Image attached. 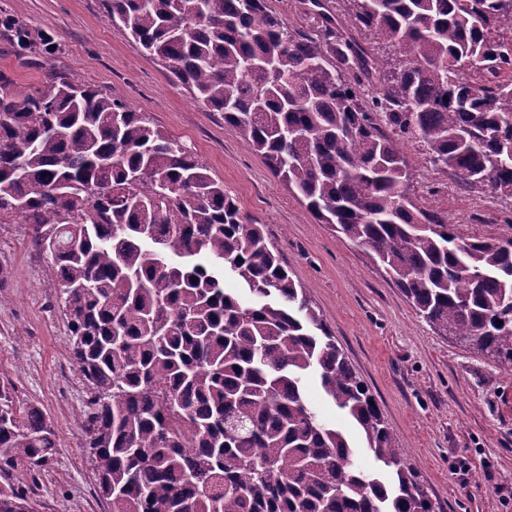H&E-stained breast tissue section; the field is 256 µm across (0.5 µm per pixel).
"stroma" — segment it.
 Returning a JSON list of instances; mask_svg holds the SVG:
<instances>
[{"label": "stroma", "instance_id": "obj_1", "mask_svg": "<svg viewBox=\"0 0 512 512\" xmlns=\"http://www.w3.org/2000/svg\"><path fill=\"white\" fill-rule=\"evenodd\" d=\"M32 40L50 37L55 52L19 50L0 29V72L32 86L52 69L78 77L144 113L190 147L211 177L223 182L244 216L264 224L292 276L376 397L402 456L418 469L435 512H512V371L494 358L437 334L361 248L318 222L274 176L221 113L209 111L167 70L112 25L100 0H0ZM402 151L419 202L447 211L461 237L499 234L512 199L457 193L421 147ZM0 381L52 421L58 451L49 469L22 474L39 512H111L99 497L76 416L88 388L71 354L67 316L50 259L27 224H0ZM308 402L346 429L356 459L373 467L354 426L327 401L316 381ZM468 474H459L462 464Z\"/></svg>", "mask_w": 512, "mask_h": 512}]
</instances>
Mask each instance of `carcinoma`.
Wrapping results in <instances>:
<instances>
[{"mask_svg": "<svg viewBox=\"0 0 512 512\" xmlns=\"http://www.w3.org/2000/svg\"><path fill=\"white\" fill-rule=\"evenodd\" d=\"M304 2L307 31L267 0H100L438 334L512 371V214L495 236L460 237L412 197L401 150L420 144L463 193L512 198V36L497 28L512 0H351L344 19ZM0 224L55 242L91 389L77 423L112 512H433L264 225L143 113L55 70L31 87L0 73ZM310 375L377 468L307 402ZM56 452L51 420L1 382L0 512H39L16 476Z\"/></svg>", "mask_w": 512, "mask_h": 512, "instance_id": "carcinoma-1", "label": "carcinoma"}]
</instances>
